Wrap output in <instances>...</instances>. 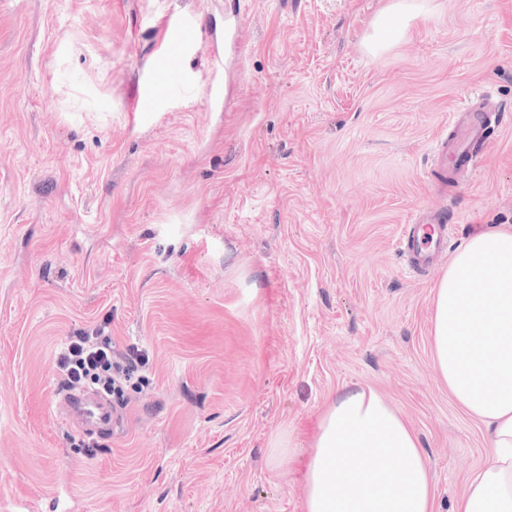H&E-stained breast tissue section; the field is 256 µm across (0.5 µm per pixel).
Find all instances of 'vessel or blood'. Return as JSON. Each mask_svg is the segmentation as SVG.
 <instances>
[{
    "mask_svg": "<svg viewBox=\"0 0 512 512\" xmlns=\"http://www.w3.org/2000/svg\"><path fill=\"white\" fill-rule=\"evenodd\" d=\"M493 104L489 92L465 97L453 115L450 136L440 138L435 146L437 165L435 177L450 185L469 179L477 165L476 146L484 144L486 118ZM453 231L449 219L438 209L426 207L415 215L412 223L404 225L400 244L408 257V269L421 275L445 256ZM64 420L76 427L96 433L112 429V412L97 398L67 395L61 402Z\"/></svg>",
    "mask_w": 512,
    "mask_h": 512,
    "instance_id": "1",
    "label": "vessel or blood"
}]
</instances>
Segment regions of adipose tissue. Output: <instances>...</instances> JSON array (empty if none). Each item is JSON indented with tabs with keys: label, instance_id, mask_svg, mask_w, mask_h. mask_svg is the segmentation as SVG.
<instances>
[{
	"label": "adipose tissue",
	"instance_id": "ef3b65f1",
	"mask_svg": "<svg viewBox=\"0 0 512 512\" xmlns=\"http://www.w3.org/2000/svg\"><path fill=\"white\" fill-rule=\"evenodd\" d=\"M431 9V0H391L364 42L367 55L380 57ZM432 341L449 391L489 437L454 512H512V225L472 235L454 254L436 288ZM309 448L304 512H436L414 431L373 389L327 400Z\"/></svg>",
	"mask_w": 512,
	"mask_h": 512
}]
</instances>
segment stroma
Returning <instances> with one entry per match:
<instances>
[{
  "instance_id": "stroma-1",
  "label": "stroma",
  "mask_w": 512,
  "mask_h": 512,
  "mask_svg": "<svg viewBox=\"0 0 512 512\" xmlns=\"http://www.w3.org/2000/svg\"><path fill=\"white\" fill-rule=\"evenodd\" d=\"M389 2L0 0V512L64 482L79 512H303L268 443L307 447L345 386L401 411L453 512L485 429L432 358L448 265L411 277L398 237L423 206L454 251L512 225V0H450L373 62ZM476 91L500 107L451 188L432 147ZM107 316L149 384L88 454L54 352ZM297 435L294 431V429H290L283 433L282 435H279L278 437L274 438L271 443L270 447L272 457L274 459L279 458L282 455L288 454V462H293L295 458L299 455L300 449L297 447Z\"/></svg>"
}]
</instances>
